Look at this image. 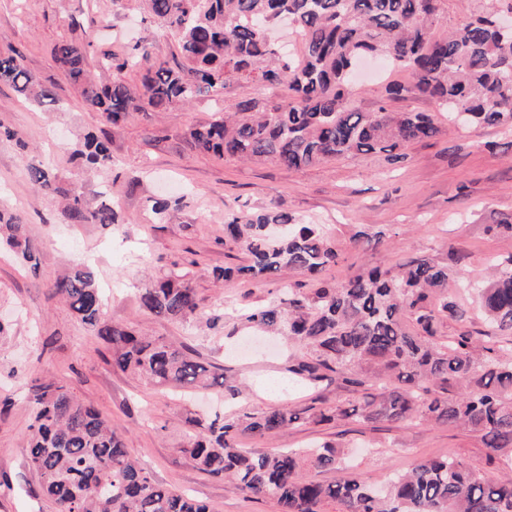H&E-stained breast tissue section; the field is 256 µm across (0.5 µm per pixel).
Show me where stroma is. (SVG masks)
Returning a JSON list of instances; mask_svg holds the SVG:
<instances>
[{"label": "stroma", "mask_w": 512, "mask_h": 512, "mask_svg": "<svg viewBox=\"0 0 512 512\" xmlns=\"http://www.w3.org/2000/svg\"><path fill=\"white\" fill-rule=\"evenodd\" d=\"M142 38L152 42L158 58L171 59L176 51V33L153 18L143 0H0V52L16 51L58 99L39 105L0 84V126L15 132L11 138L0 135V212L19 216L39 247L37 262L30 264L0 245V323L6 327L0 334V512H56L42 497L25 456L33 395L48 378L110 420L155 480L205 501L212 512H279L274 500L243 498L230 482L195 468L183 452L194 431L192 419L278 405L298 410L348 405L362 391L333 379L314 388L278 390L300 347L276 337L269 345L247 348L254 332L239 315L273 300L290 276L282 271L267 278L214 280L213 269L248 261L243 251L224 245L225 214L256 213L273 203L306 223L323 225L340 254L338 265L325 273L332 282L372 266L395 267L419 253L448 263L464 257L477 273L488 260L512 253L511 236L487 230L512 213V131L459 128L420 97L395 101L394 107L434 113L442 134L408 144L405 159L394 165L377 154L349 155L293 171L270 160L219 158L191 147L187 130L208 122L238 96L277 99L276 89L251 83L162 112L136 113L106 128L111 169L81 172L68 148L102 127V118L83 102L52 49L73 41L91 57L108 51L121 58ZM390 80L410 85L414 77L368 67L360 76L357 105L373 109ZM37 161L52 165L61 185L83 184L87 195L109 185L124 223H67L58 199L38 193L28 179L27 166ZM156 196L182 198L176 219L153 220L148 200ZM361 227L383 228L387 235L377 247L357 246L351 237ZM76 260L97 271L106 290L105 321L189 345L222 368L225 392L155 389L113 367L109 345L51 291ZM175 265L189 267L205 313L221 314L220 322L160 320L140 307L144 279ZM324 442L348 446L350 472L379 483L422 460L451 454L475 464L487 479L500 475L496 465L486 463L479 437L437 424L303 421L270 437L240 438L237 445L298 449Z\"/></svg>", "instance_id": "obj_1"}]
</instances>
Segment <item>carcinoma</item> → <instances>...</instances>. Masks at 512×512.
Here are the masks:
<instances>
[{
	"instance_id": "carcinoma-1",
	"label": "carcinoma",
	"mask_w": 512,
	"mask_h": 512,
	"mask_svg": "<svg viewBox=\"0 0 512 512\" xmlns=\"http://www.w3.org/2000/svg\"><path fill=\"white\" fill-rule=\"evenodd\" d=\"M149 13L178 35L173 61L157 58L138 43L117 60L102 54L99 70L108 82L87 75V49L63 42L53 56L82 96L117 125L134 112L187 104L230 85L267 83L281 101L243 96L231 110L189 130L191 144L222 158L270 159L301 170L346 154H382L390 163L405 158L409 143L435 139L442 129L426 112H394L388 101L415 92L439 102L448 121L512 128V32L493 25L499 5L489 0L470 22L439 39L430 29L444 0H146ZM281 17L302 34L301 58L281 55L268 31ZM384 58L411 71L413 87L390 84L370 111L352 101L356 86L347 69L360 55ZM140 70V84L121 77ZM0 83L42 104L55 101L23 66L16 52L0 54ZM87 168L112 164L109 140L89 133L71 150ZM30 182L47 196H59L71 224H119L118 209L101 198L93 204L82 187L63 188L47 165L28 166ZM163 223L180 200L150 198ZM229 242L248 262L213 270L218 280L266 278L282 270L304 277L311 288L291 284L280 297L252 308L245 321L284 335L304 353L289 372L312 383L332 373L346 386L363 389L352 406L325 405L308 415L315 424L350 418L368 423L440 424L480 437L488 459H503L512 470V255L493 261L485 275L467 280L477 292L480 312L508 344L476 339L468 331L443 336L444 321H463L466 310L448 296L457 268L428 255L396 271L379 267L331 283L322 274L339 259L335 242L319 224H303L270 207L255 215L225 218ZM385 232L359 229L351 239L375 246ZM24 262L38 247L18 217L0 214V242ZM76 317L111 346L112 363L159 388L219 385L224 375L193 349L148 336L102 319L103 289L91 266L74 263L53 285ZM142 309L158 319L194 322L202 298L190 272L172 269L139 289ZM27 438V464L57 512H211L209 506L159 482L139 465L112 423L53 380L39 385ZM301 419L284 406L244 412L224 420H194L199 431L182 452L200 471L229 479L246 498L270 497L279 512H324L334 501L339 512H512V476L489 481L472 463L455 455L420 462L396 473L382 487L351 476L321 482L310 470L345 469L347 450L325 443L308 450L251 451L236 447L245 435L269 436Z\"/></svg>"
}]
</instances>
